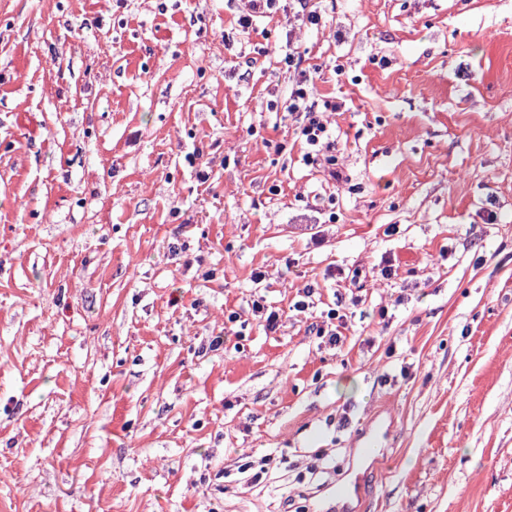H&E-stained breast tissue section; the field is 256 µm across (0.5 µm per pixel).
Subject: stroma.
Returning <instances> with one entry per match:
<instances>
[{
  "instance_id": "1",
  "label": "stroma",
  "mask_w": 512,
  "mask_h": 512,
  "mask_svg": "<svg viewBox=\"0 0 512 512\" xmlns=\"http://www.w3.org/2000/svg\"><path fill=\"white\" fill-rule=\"evenodd\" d=\"M247 5L0 0V512H314L356 475L354 512H512V0ZM290 43L349 183L302 160ZM250 13L241 15L238 19L240 27L243 29H253V22L260 17H267L277 10L281 0H251ZM320 2L323 1L290 0L288 1V9L291 10L292 8L294 9L296 6L299 7V10H297L296 12V17H298V20H302L304 24L319 26L323 20V13ZM327 321H322L321 324H312V329L316 331L317 336H328L329 342L334 345L338 344L341 341V331L340 327L345 325L344 317L346 315H340L339 311L336 309H331L327 312ZM338 320V324H334L333 320ZM334 326V329L332 328Z\"/></svg>"
}]
</instances>
